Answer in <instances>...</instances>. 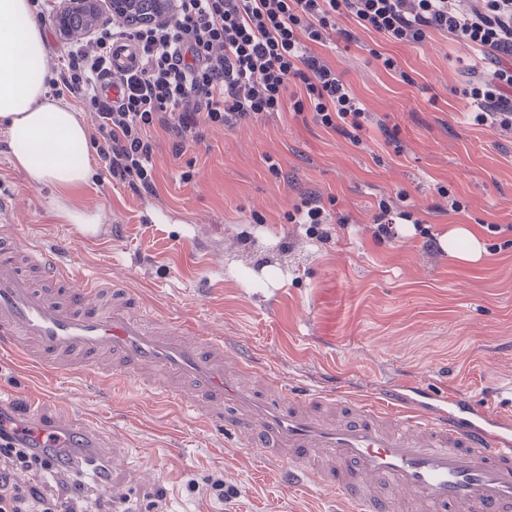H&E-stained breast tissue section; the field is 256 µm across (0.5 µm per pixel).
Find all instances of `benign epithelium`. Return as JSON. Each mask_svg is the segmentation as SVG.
<instances>
[{
    "label": "benign epithelium",
    "mask_w": 512,
    "mask_h": 512,
    "mask_svg": "<svg viewBox=\"0 0 512 512\" xmlns=\"http://www.w3.org/2000/svg\"><path fill=\"white\" fill-rule=\"evenodd\" d=\"M170 0H153L152 8L142 7L141 0H64L57 15L59 31L69 28L71 19L82 16L87 19V29L95 31L107 15L127 19L134 25L154 23L169 13Z\"/></svg>",
    "instance_id": "obj_1"
}]
</instances>
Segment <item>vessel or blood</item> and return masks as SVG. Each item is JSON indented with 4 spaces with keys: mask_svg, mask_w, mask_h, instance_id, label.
<instances>
[{
    "mask_svg": "<svg viewBox=\"0 0 512 512\" xmlns=\"http://www.w3.org/2000/svg\"><path fill=\"white\" fill-rule=\"evenodd\" d=\"M65 241L0 244V350L89 381L122 378L208 430L236 437L291 487L333 492L351 512H512V420L486 403L421 386L380 404L256 373L250 353L176 318H156L123 284L75 280ZM40 447L69 433L28 408Z\"/></svg>",
    "mask_w": 512,
    "mask_h": 512,
    "instance_id": "obj_1",
    "label": "vessel or blood"
}]
</instances>
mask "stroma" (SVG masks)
<instances>
[{
  "label": "stroma",
  "instance_id": "35a3bbf8",
  "mask_svg": "<svg viewBox=\"0 0 512 512\" xmlns=\"http://www.w3.org/2000/svg\"><path fill=\"white\" fill-rule=\"evenodd\" d=\"M311 49L362 101L359 142L285 99L282 112L173 155L160 142L155 194L110 177L96 152L89 181L57 196L14 167L0 126V224L23 245L71 242L75 273L121 281L160 318H181L252 349L258 371L337 384L374 398L393 384L441 385L478 398L512 389V131L477 122L461 89L473 53L441 33L392 41L349 16ZM351 40L340 38V31ZM392 58L395 69L382 64ZM308 195L326 221L296 224ZM411 223L378 226L380 204ZM102 214L100 233L63 223L58 206ZM467 228L470 263L443 238ZM0 360L6 418L45 395L59 424L92 420L118 463L93 490L138 512H336L332 493L288 489L235 439L110 381L36 372L14 388ZM223 498L206 495L210 480Z\"/></svg>",
  "mask_w": 512,
  "mask_h": 512
}]
</instances>
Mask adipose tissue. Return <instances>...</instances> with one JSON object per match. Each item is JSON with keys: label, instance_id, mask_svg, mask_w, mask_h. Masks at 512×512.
I'll return each mask as SVG.
<instances>
[{"label": "adipose tissue", "instance_id": "ef3b65f1", "mask_svg": "<svg viewBox=\"0 0 512 512\" xmlns=\"http://www.w3.org/2000/svg\"><path fill=\"white\" fill-rule=\"evenodd\" d=\"M45 39L30 0H0V122L13 162L32 181L63 193L87 183L88 163L74 162L72 148H87L85 121L51 97Z\"/></svg>", "mask_w": 512, "mask_h": 512}]
</instances>
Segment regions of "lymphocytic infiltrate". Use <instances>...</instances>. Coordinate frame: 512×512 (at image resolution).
Masks as SVG:
<instances>
[{
  "label": "lymphocytic infiltrate",
  "instance_id": "1",
  "mask_svg": "<svg viewBox=\"0 0 512 512\" xmlns=\"http://www.w3.org/2000/svg\"><path fill=\"white\" fill-rule=\"evenodd\" d=\"M342 13L364 29L418 44L430 32L447 34L482 55L487 74L472 73L463 90L479 122L512 127V0H172L164 21L101 30L64 40L56 94L77 95L98 133L93 146L113 178L154 194L156 132L173 153L201 141L214 124L228 127L279 112L292 83L307 97L296 110L316 113L339 129L365 110L335 71L312 55L329 18ZM129 41L135 66L114 71L115 45ZM118 85L119 100L104 93ZM76 449L33 447L17 425L0 420V512H90L87 487L72 482L66 496H34L12 482L15 470L47 482L68 477Z\"/></svg>",
  "mask_w": 512,
  "mask_h": 512
}]
</instances>
